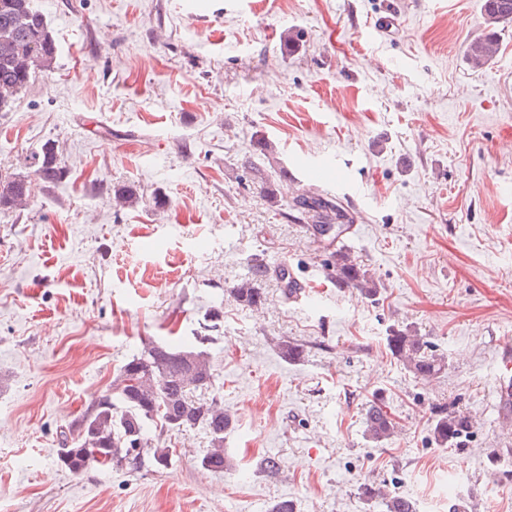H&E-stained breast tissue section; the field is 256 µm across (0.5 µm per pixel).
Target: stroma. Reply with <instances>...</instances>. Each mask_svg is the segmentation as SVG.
I'll return each mask as SVG.
<instances>
[{
  "label": "stroma",
  "instance_id": "35a3bbf8",
  "mask_svg": "<svg viewBox=\"0 0 512 512\" xmlns=\"http://www.w3.org/2000/svg\"><path fill=\"white\" fill-rule=\"evenodd\" d=\"M482 3L32 0L56 57L0 111V174L29 186L0 213V512H385L365 483L416 512L460 495L468 512H512V412L495 390L512 347V25L472 70ZM47 143L55 183L29 166ZM303 194L344 210L338 243L294 209ZM340 245L374 298L336 285ZM257 260L309 296L271 278L262 309L240 306L230 290ZM406 326L444 357L435 378L388 351ZM205 333L232 469H201L200 428L172 436L164 468L60 466V430L124 362ZM377 398L397 423L378 443ZM444 407L475 421L463 448L433 438ZM366 432L375 442H382L396 432L394 419L384 410L382 404L372 402L365 414Z\"/></svg>",
  "mask_w": 512,
  "mask_h": 512
}]
</instances>
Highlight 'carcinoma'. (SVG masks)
<instances>
[{"mask_svg":"<svg viewBox=\"0 0 512 512\" xmlns=\"http://www.w3.org/2000/svg\"><path fill=\"white\" fill-rule=\"evenodd\" d=\"M482 11L486 32L469 43L466 53L474 69H481L492 60L489 41H498L499 28L512 23V0H484ZM54 60V39L31 0H0V110L8 107L36 74L51 70ZM31 159L43 180L55 182L62 178L64 170L57 163L54 147L44 145ZM27 197L25 177L13 174L0 179V212L23 206ZM295 207L312 222L318 236L337 239L343 233L346 216L336 204L302 196ZM333 268L337 286L357 288L367 297L376 296L378 283L347 250H336ZM270 275L269 265L257 260L250 267V277L230 292L240 306L258 308L266 301L261 284ZM208 340V336H198L191 346L151 342L132 356L121 366L112 389L60 431V465L71 472H79L92 462L114 467L135 465L147 454L155 465L165 468L171 452L166 445L151 443L148 432L155 425L174 434L203 429L210 449L200 460L201 468L214 473L228 469L231 463L224 454V434L233 427V420L224 412L217 395L202 397L214 390L211 359L202 348ZM386 342L393 358L416 377L433 376L445 367L444 358L407 327L392 330ZM365 420L366 432L376 442L385 441L396 432L394 419L376 402L369 404ZM472 427L467 413L442 408L436 414L433 437L442 446L458 448ZM361 491L370 499L381 498L385 512H415L413 503L404 497L389 496L368 485Z\"/></svg>","mask_w":512,"mask_h":512,"instance_id":"carcinoma-1","label":"carcinoma"}]
</instances>
